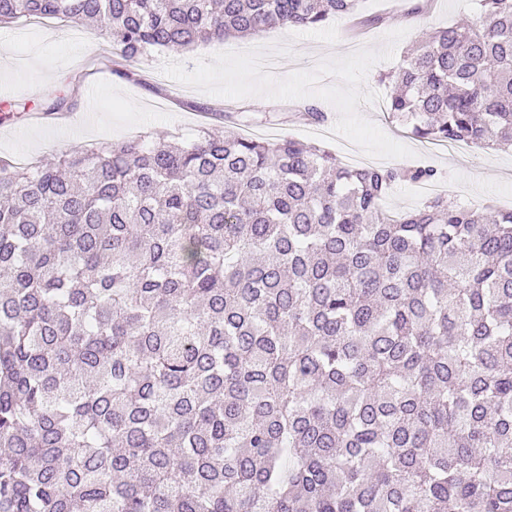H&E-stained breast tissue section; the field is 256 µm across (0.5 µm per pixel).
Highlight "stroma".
<instances>
[{
	"instance_id": "stroma-1",
	"label": "stroma",
	"mask_w": 512,
	"mask_h": 512,
	"mask_svg": "<svg viewBox=\"0 0 512 512\" xmlns=\"http://www.w3.org/2000/svg\"><path fill=\"white\" fill-rule=\"evenodd\" d=\"M413 2L359 0L362 16H386V23L376 27L332 18L317 30H269L264 45L288 43L297 48L296 55L276 58L271 70L282 78L306 63L313 65L363 47L381 49L386 33L403 28L407 35L395 48L400 54L415 46L425 31L480 16L476 0H426L418 13L411 10ZM107 45L108 39L99 29L56 19H24L0 28V47L10 49L9 57L0 59V89H15V101L28 105L27 111L0 120L1 158L22 164L75 145L100 146L140 133L175 141L206 123L219 132L234 128L255 139L290 136L314 143L350 166L376 163L353 143L333 135L337 112L329 103L321 105L326 120L315 123L298 112L295 102L216 97L179 84L161 71L162 64L171 59L193 66L198 57L223 51V44L211 41L183 54H152L132 64L125 79L113 75L114 60ZM396 66V61H381L370 69L365 87L376 92L379 100L360 105L359 110L391 138L413 150V157L401 159V166L434 168L443 194L462 205L512 210V151L468 146L453 152L445 145L419 141L389 120L385 102L389 88L378 82L377 75ZM72 78L79 83V96L65 119L42 112V101ZM204 106L233 109V118L203 117L200 109Z\"/></svg>"
}]
</instances>
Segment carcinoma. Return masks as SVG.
I'll use <instances>...</instances> for the list:
<instances>
[{
    "label": "carcinoma",
    "instance_id": "obj_1",
    "mask_svg": "<svg viewBox=\"0 0 512 512\" xmlns=\"http://www.w3.org/2000/svg\"><path fill=\"white\" fill-rule=\"evenodd\" d=\"M359 0H0L125 60ZM389 79L428 142L512 147V0ZM58 90L46 111L67 112ZM204 128L0 159V512H512V210ZM425 184L401 182L395 185L383 202L388 211L400 212L419 206L429 196L424 195Z\"/></svg>",
    "mask_w": 512,
    "mask_h": 512
}]
</instances>
